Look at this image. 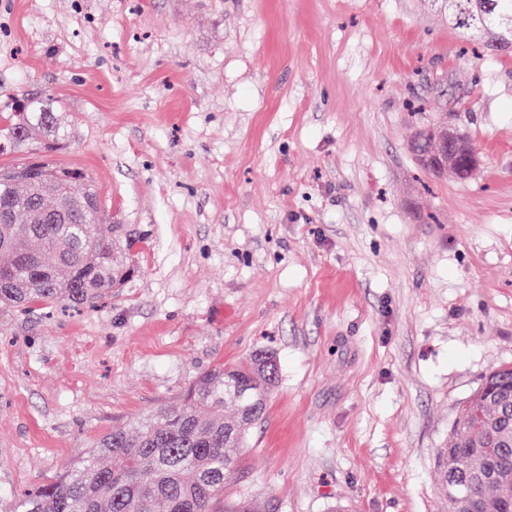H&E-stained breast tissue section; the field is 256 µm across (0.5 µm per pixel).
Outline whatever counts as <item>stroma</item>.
<instances>
[{
    "label": "stroma",
    "instance_id": "stroma-1",
    "mask_svg": "<svg viewBox=\"0 0 512 512\" xmlns=\"http://www.w3.org/2000/svg\"><path fill=\"white\" fill-rule=\"evenodd\" d=\"M32 94L136 272L0 311V493L270 349L226 503L448 512L437 451L512 363V51L428 0H0V116ZM416 112L467 129L471 178L418 166Z\"/></svg>",
    "mask_w": 512,
    "mask_h": 512
}]
</instances>
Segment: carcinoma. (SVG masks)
Here are the masks:
<instances>
[{"label": "carcinoma", "instance_id": "carcinoma-1", "mask_svg": "<svg viewBox=\"0 0 512 512\" xmlns=\"http://www.w3.org/2000/svg\"><path fill=\"white\" fill-rule=\"evenodd\" d=\"M448 22L470 36L508 38L512 0H436ZM0 140L21 153L0 169V308L42 303L93 307L134 274L118 235L106 227L92 178L48 157L68 147L66 113L51 98L31 96L0 127ZM275 354L257 350L197 376L174 406L96 438L54 480L10 496L5 512H224L217 501L251 428L264 418L278 384ZM481 463L471 434L452 423L438 450L448 509L512 512L495 484L444 483L448 466Z\"/></svg>", "mask_w": 512, "mask_h": 512}]
</instances>
